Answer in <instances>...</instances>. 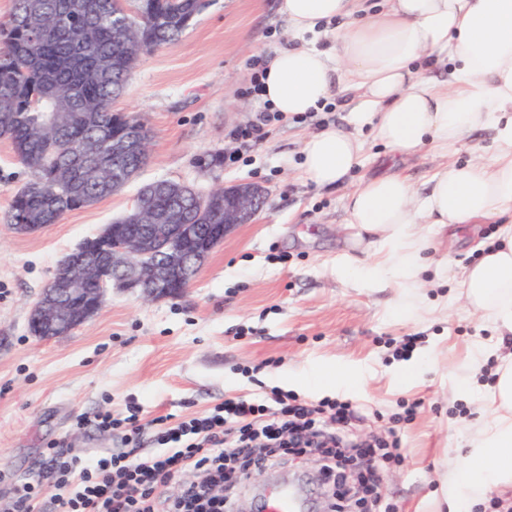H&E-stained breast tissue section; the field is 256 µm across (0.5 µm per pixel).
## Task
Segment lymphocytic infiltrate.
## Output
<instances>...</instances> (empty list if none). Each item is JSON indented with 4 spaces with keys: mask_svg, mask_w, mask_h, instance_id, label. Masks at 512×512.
<instances>
[{
    "mask_svg": "<svg viewBox=\"0 0 512 512\" xmlns=\"http://www.w3.org/2000/svg\"><path fill=\"white\" fill-rule=\"evenodd\" d=\"M140 407L130 404L123 419L98 418L105 428L123 430L118 454L77 459L73 449L56 448L41 481L22 487L15 499L0 503V512H35L44 483L60 487L56 512H227L217 487L234 482L252 466H273L281 455L318 452L324 476L345 489L339 473L343 439L337 427L349 423L350 403L323 400L307 404L270 389L250 399H225L208 413L170 422H154L159 443L167 452L139 455L144 427ZM194 472L182 492L157 502L155 491L179 472Z\"/></svg>",
    "mask_w": 512,
    "mask_h": 512,
    "instance_id": "f902f5d3",
    "label": "lymphocytic infiltrate"
}]
</instances>
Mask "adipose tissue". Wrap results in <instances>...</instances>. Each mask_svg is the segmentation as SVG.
I'll return each instance as SVG.
<instances>
[{"label": "adipose tissue", "mask_w": 512, "mask_h": 512, "mask_svg": "<svg viewBox=\"0 0 512 512\" xmlns=\"http://www.w3.org/2000/svg\"><path fill=\"white\" fill-rule=\"evenodd\" d=\"M294 40L265 62L262 101L295 116L337 94L352 95L354 125L391 158L428 150L436 159L424 190L398 169L363 178L347 197L343 231L351 243L336 260L337 277L385 291L409 316L429 314L421 270L432 238L455 225L501 220L503 246L482 248L471 264L435 261L459 297L487 318L502 341L471 361L495 362V378L479 398V421L465 426V453L440 473L451 499L479 501L492 489L512 493V0H278ZM347 19L341 33L330 31ZM329 39V48L314 44ZM477 129L493 132L489 155L458 162ZM363 144L342 129L309 135L302 173L317 186L344 184Z\"/></svg>", "instance_id": "adipose-tissue-1"}]
</instances>
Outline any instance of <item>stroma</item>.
<instances>
[{"mask_svg": "<svg viewBox=\"0 0 512 512\" xmlns=\"http://www.w3.org/2000/svg\"><path fill=\"white\" fill-rule=\"evenodd\" d=\"M290 41L276 0H206L178 41L139 58L115 104L151 127L148 165L121 191L36 233L7 225L27 172L0 139V499L42 474L51 445L82 457L121 448L120 432L90 426L96 414L119 419L135 401L149 425L276 387L308 402H351L358 416L349 434L359 441L386 436L401 421L405 451L378 470L383 496L395 512H433L442 501L437 474L459 447L463 423L477 416L478 392L463 398L459 391L492 379L491 367L474 373L468 353L494 344L492 327L461 300L415 320L389 304L387 294L337 279L346 196L392 162L384 147L369 146L346 184L319 188L300 173L301 149L313 132L350 129L352 97L272 121L261 141L236 139L261 107L247 93L253 59ZM211 153L223 154L224 163L201 165ZM157 179L203 194L256 182L269 197L252 223L238 225L213 249L181 297L152 301L113 289L98 314L70 335L31 336L30 309L59 260L127 213L140 188ZM281 254L287 262H278ZM408 335L417 336L419 351L403 360L394 351ZM327 369L354 379L312 387L310 377ZM415 401L416 414L403 420ZM295 475L324 507L314 452L283 456L275 469L254 472L223 493L246 507L271 479Z\"/></svg>", "mask_w": 512, "mask_h": 512, "instance_id": "1", "label": "stroma"}]
</instances>
